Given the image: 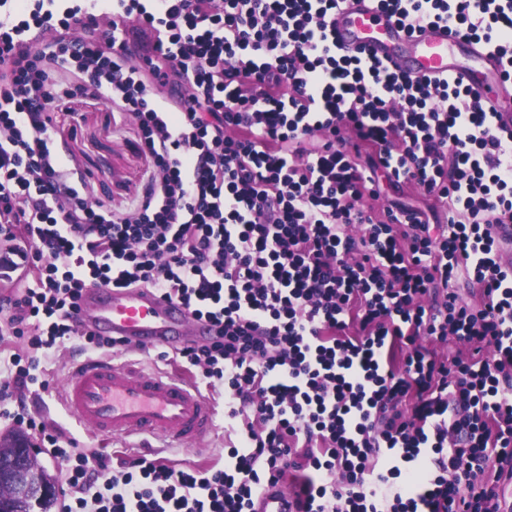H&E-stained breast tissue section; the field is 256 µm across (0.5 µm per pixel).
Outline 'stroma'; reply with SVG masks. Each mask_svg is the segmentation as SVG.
<instances>
[{
	"mask_svg": "<svg viewBox=\"0 0 512 512\" xmlns=\"http://www.w3.org/2000/svg\"><path fill=\"white\" fill-rule=\"evenodd\" d=\"M54 147L69 157L72 166L85 179L82 188L93 201L112 211H133L142 197L152 170V160L144 151L136 122L128 115L110 111L101 101L89 96L64 99L55 116ZM80 342L65 341L40 362L50 380L48 389L31 387L25 395L0 394V439L17 433L11 420L19 414L34 418L42 430L30 431L29 437L40 446V465L55 479L58 488H65L66 480L60 467L52 460V448L45 443L48 433L63 432L75 439L79 450L96 449L106 454L125 450L127 441L114 438L103 442L67 413L57 396V390L75 361L86 358ZM223 428H216L203 444L198 446L159 447L156 458L176 467L206 468L223 464L225 453Z\"/></svg>",
	"mask_w": 512,
	"mask_h": 512,
	"instance_id": "obj_1",
	"label": "stroma"
}]
</instances>
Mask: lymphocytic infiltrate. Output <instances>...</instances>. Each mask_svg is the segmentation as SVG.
<instances>
[{
  "label": "lymphocytic infiltrate",
  "instance_id": "f902f5d3",
  "mask_svg": "<svg viewBox=\"0 0 512 512\" xmlns=\"http://www.w3.org/2000/svg\"><path fill=\"white\" fill-rule=\"evenodd\" d=\"M339 2L0 0V274L33 272L0 335L109 352L73 321L83 291L153 289L212 324L175 361L239 437L220 467L112 468L56 434L65 512H252L286 480L294 512L512 506V273L488 231L512 223V132L451 80L342 53ZM376 2L482 42L512 81V0ZM77 93L138 124L153 173L132 212L51 148ZM384 178L425 208L378 207Z\"/></svg>",
  "mask_w": 512,
  "mask_h": 512
}]
</instances>
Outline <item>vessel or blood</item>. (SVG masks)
<instances>
[{
  "label": "vessel or blood",
  "mask_w": 512,
  "mask_h": 512,
  "mask_svg": "<svg viewBox=\"0 0 512 512\" xmlns=\"http://www.w3.org/2000/svg\"><path fill=\"white\" fill-rule=\"evenodd\" d=\"M336 43L349 55L365 54L413 77H447L475 92L499 127L512 129V112L501 108L496 93L512 95L498 60L477 40L445 25L408 33L372 0H343L334 17ZM87 331L132 345L173 347L185 338L204 341L210 324L192 319L183 307L147 288L90 287L73 313ZM67 411L103 439L136 437L141 443L207 437L215 425L211 403L181 378L148 372L134 364L89 359L60 385ZM256 512H288V493L264 491Z\"/></svg>",
  "instance_id": "obj_1"
}]
</instances>
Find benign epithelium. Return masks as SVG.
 <instances>
[{
  "label": "benign epithelium",
  "instance_id": "7a95c632",
  "mask_svg": "<svg viewBox=\"0 0 512 512\" xmlns=\"http://www.w3.org/2000/svg\"><path fill=\"white\" fill-rule=\"evenodd\" d=\"M37 450L26 436L0 446V512L6 505L36 502L56 495L54 483L41 480Z\"/></svg>",
  "mask_w": 512,
  "mask_h": 512
}]
</instances>
